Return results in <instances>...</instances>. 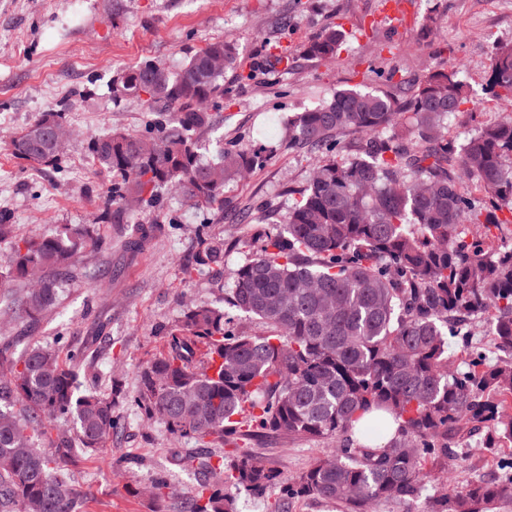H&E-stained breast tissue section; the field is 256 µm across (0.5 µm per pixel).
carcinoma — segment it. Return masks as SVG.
I'll list each match as a JSON object with an SVG mask.
<instances>
[{
  "label": "carcinoma",
  "instance_id": "1",
  "mask_svg": "<svg viewBox=\"0 0 512 512\" xmlns=\"http://www.w3.org/2000/svg\"><path fill=\"white\" fill-rule=\"evenodd\" d=\"M343 37L329 25L301 55L333 59ZM237 58L233 43L216 40L175 75L145 62L113 78L115 99L142 97L153 114L142 133L87 142L91 162L112 175L99 223L117 237L159 210L169 187L224 207V187L266 161V150L237 141L208 160L196 140L223 108L224 70ZM397 74L383 89H340L288 119L283 141L317 160L282 223L265 224L260 207L242 210L253 221L235 238L242 263L225 268L224 240L197 236V264L231 283L229 308L187 306L163 351L140 366L132 396L146 420L187 444L175 461L207 475L187 512H233L227 484L278 489L275 512L307 498L372 512L418 500L428 475L469 461L454 447L474 435L488 452L512 446V236L503 229L512 224V122L480 126L459 144L448 116L470 91L457 72L433 70L418 84ZM486 91L512 100V44L492 46ZM64 126L66 113L44 112L9 151L59 170ZM1 242L0 307L25 324L46 317L81 254L112 248L88 225L30 237L2 220ZM484 325L502 352L492 363L473 341ZM70 360L52 347L0 344V512H82L73 449L101 451L121 428L122 390L79 392L82 349ZM273 437L326 450L288 477L255 449ZM224 445L234 456L227 470L204 452ZM507 504L512 477L434 495L426 512Z\"/></svg>",
  "mask_w": 512,
  "mask_h": 512
}]
</instances>
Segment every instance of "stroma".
Returning <instances> with one entry per match:
<instances>
[{"label": "stroma", "mask_w": 512, "mask_h": 512, "mask_svg": "<svg viewBox=\"0 0 512 512\" xmlns=\"http://www.w3.org/2000/svg\"><path fill=\"white\" fill-rule=\"evenodd\" d=\"M286 14L298 21L284 30L278 22ZM428 16L426 31L421 20ZM331 24L344 31L337 57L303 59V45ZM218 39L235 44L240 71L251 78L225 72L224 107L199 144L208 154L221 138L263 147L266 162L227 184L222 210L169 193L163 210L140 215L162 230L138 249L124 248L110 225H99L112 241L109 253L83 257L77 278L61 283L56 306L38 326L9 330L23 347H86L94 373L80 378V389L108 395L118 385L125 394L110 449L74 454L84 512H155L142 490L160 477L169 485L165 512H185V494L202 476L172 460L176 439L145 420L129 396L140 365L163 349L162 327L175 324L187 303L227 302L228 288L194 267L197 227L232 240L245 230L234 204L267 205L266 221L276 224L305 188L312 154L280 142L290 116L342 88H383L382 75L391 70L420 81L432 69L457 70L470 89L471 103L448 119L450 138L464 142L475 128L512 116L511 105L484 92L493 44L512 43V0H0V219L38 236L93 223L111 177L88 162V139L110 129L139 133L151 119L142 100H113V75L146 61L179 72L190 53ZM61 108L73 132L65 171L18 163L8 150L11 136ZM466 451L470 462L451 469V485L491 478L512 460V450L490 454L476 436ZM319 453L301 442L262 449L289 476ZM121 455L126 463L113 473L112 460Z\"/></svg>", "instance_id": "stroma-1"}]
</instances>
